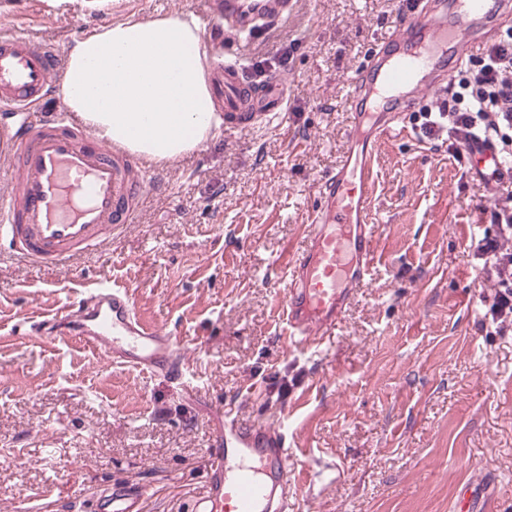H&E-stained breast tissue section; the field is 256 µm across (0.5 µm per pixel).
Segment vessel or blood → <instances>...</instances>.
Here are the masks:
<instances>
[{
  "instance_id": "b4317fda",
  "label": "vessel or blood",
  "mask_w": 512,
  "mask_h": 512,
  "mask_svg": "<svg viewBox=\"0 0 512 512\" xmlns=\"http://www.w3.org/2000/svg\"><path fill=\"white\" fill-rule=\"evenodd\" d=\"M289 0H205L197 16L212 40L229 27L287 18ZM512 0H417L396 30L373 48L353 80L348 149L316 187L307 243L286 257L285 326L291 346L333 332L357 286L369 282L378 226L372 221L375 149L399 130L426 90H442L461 63L494 41ZM58 67L52 46L20 32L0 33V109L18 121L0 129V159L12 187L0 196V243L33 265L64 267L76 253L99 245L106 231L134 223L140 199L155 180L138 171L126 151L91 140L69 113L40 111ZM235 60L212 71L224 124L243 130L280 117L287 87L280 77L248 83ZM472 176L512 179V162L490 140L463 146ZM38 343L77 340L114 364L182 380L176 332L143 320L132 291L103 284L72 294L56 312L33 323ZM215 428L206 469L207 490L192 512H288L295 470L284 428L229 419L211 410ZM144 488L104 490L96 512H143Z\"/></svg>"
}]
</instances>
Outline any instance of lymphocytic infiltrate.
<instances>
[{"instance_id": "f902f5d3", "label": "lymphocytic infiltrate", "mask_w": 512, "mask_h": 512, "mask_svg": "<svg viewBox=\"0 0 512 512\" xmlns=\"http://www.w3.org/2000/svg\"><path fill=\"white\" fill-rule=\"evenodd\" d=\"M450 102L420 112L426 135L447 130L449 148L460 152L473 137L506 143L512 127V32L487 45L472 68L454 76Z\"/></svg>"}]
</instances>
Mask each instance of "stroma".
Instances as JSON below:
<instances>
[{"label": "stroma", "mask_w": 512, "mask_h": 512, "mask_svg": "<svg viewBox=\"0 0 512 512\" xmlns=\"http://www.w3.org/2000/svg\"><path fill=\"white\" fill-rule=\"evenodd\" d=\"M35 0L0 6L66 52L93 29L193 12L196 0ZM400 0H292L286 22L228 38L258 83L284 77L288 112L220 130L150 170L159 182L112 242L61 270L0 256V512H89L103 488L145 486L146 512H190L218 405L284 426L304 484L293 512H506L512 506V290L478 243L512 235V181L490 185L415 118L375 161L372 279L334 333L302 351L283 334L274 259L301 250L319 179L347 147L353 79L397 26ZM130 287L177 331L184 385L108 363L31 324L76 290Z\"/></svg>", "instance_id": "35a3bbf8"}]
</instances>
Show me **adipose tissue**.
Masks as SVG:
<instances>
[{
    "label": "adipose tissue",
    "instance_id": "adipose-tissue-1",
    "mask_svg": "<svg viewBox=\"0 0 512 512\" xmlns=\"http://www.w3.org/2000/svg\"><path fill=\"white\" fill-rule=\"evenodd\" d=\"M59 93L98 138L156 162L197 150L218 124L200 28L185 15L96 28L68 49Z\"/></svg>",
    "mask_w": 512,
    "mask_h": 512
}]
</instances>
